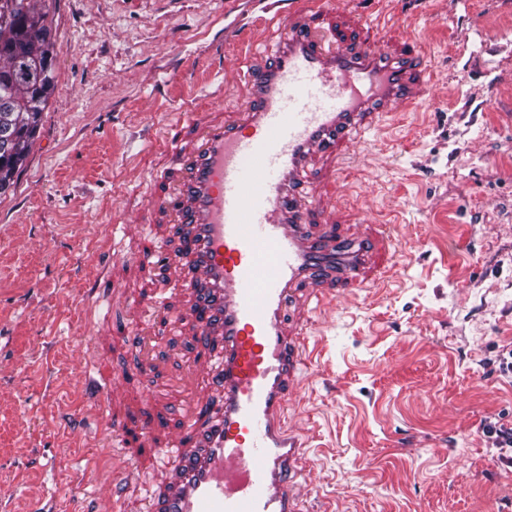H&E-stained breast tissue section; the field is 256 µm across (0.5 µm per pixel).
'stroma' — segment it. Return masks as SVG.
Returning <instances> with one entry per match:
<instances>
[{"mask_svg":"<svg viewBox=\"0 0 512 512\" xmlns=\"http://www.w3.org/2000/svg\"><path fill=\"white\" fill-rule=\"evenodd\" d=\"M350 36H415L434 105L386 117L323 197L347 233L397 229L399 276L320 305L287 411L307 444L305 512H512V465L483 434L512 421V0H328ZM289 0H40L55 81L13 186L0 195V512H77L108 495L120 451L80 386L103 323L138 311L153 276L102 265L160 245L146 198L186 106L236 111L240 60ZM183 340L150 353L172 405L192 403ZM89 465L88 473L78 468Z\"/></svg>","mask_w":512,"mask_h":512,"instance_id":"stroma-1","label":"stroma"}]
</instances>
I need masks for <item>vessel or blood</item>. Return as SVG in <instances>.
<instances>
[{
    "label": "vessel or blood",
    "instance_id": "obj_1",
    "mask_svg": "<svg viewBox=\"0 0 512 512\" xmlns=\"http://www.w3.org/2000/svg\"><path fill=\"white\" fill-rule=\"evenodd\" d=\"M429 87L415 41L337 35L325 0H299L271 23L261 64L247 65L241 109L190 111L170 126L171 163L152 174L148 202L175 244L115 262L175 279L147 308L154 319L177 311L201 380L193 413L161 432L145 364L140 400L111 422L123 452L113 484L145 455L160 471L143 512H302L306 444L284 418L309 360L308 324L325 299L379 284L395 247L388 224L345 237L317 195L351 146L385 115L427 105ZM123 383L100 368L84 379L106 404Z\"/></svg>",
    "mask_w": 512,
    "mask_h": 512
}]
</instances>
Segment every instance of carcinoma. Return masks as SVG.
<instances>
[{"label":"carcinoma","instance_id":"obj_1","mask_svg":"<svg viewBox=\"0 0 512 512\" xmlns=\"http://www.w3.org/2000/svg\"><path fill=\"white\" fill-rule=\"evenodd\" d=\"M27 7L12 8L14 0H0V193L11 186L48 100L54 76L48 74L46 88L37 91L12 79L13 44L19 39H37L34 58L48 52L47 14L34 0Z\"/></svg>","mask_w":512,"mask_h":512}]
</instances>
